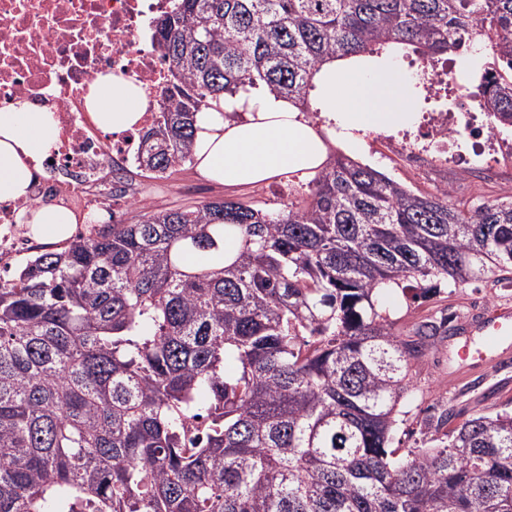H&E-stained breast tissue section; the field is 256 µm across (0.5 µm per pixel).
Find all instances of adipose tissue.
<instances>
[{
    "instance_id": "adipose-tissue-1",
    "label": "adipose tissue",
    "mask_w": 512,
    "mask_h": 512,
    "mask_svg": "<svg viewBox=\"0 0 512 512\" xmlns=\"http://www.w3.org/2000/svg\"><path fill=\"white\" fill-rule=\"evenodd\" d=\"M324 124L306 119L288 99L266 92L221 102L197 113L194 153L204 177L229 184H263L323 166L333 148L353 149L367 132L414 124L402 83L374 62L349 58L325 65L315 77ZM89 115L102 131L134 128L147 106L134 80L101 73L89 86ZM239 111L241 119H225ZM59 129L52 112L27 100L0 110V202L27 200L42 158L56 148ZM19 220L50 244L68 241L78 222L68 208L22 207Z\"/></svg>"
}]
</instances>
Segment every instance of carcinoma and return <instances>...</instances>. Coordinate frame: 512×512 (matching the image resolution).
Here are the masks:
<instances>
[{
    "label": "carcinoma",
    "mask_w": 512,
    "mask_h": 512,
    "mask_svg": "<svg viewBox=\"0 0 512 512\" xmlns=\"http://www.w3.org/2000/svg\"><path fill=\"white\" fill-rule=\"evenodd\" d=\"M152 28L171 84L150 175L194 161L224 95L305 113L320 67L395 44L488 55L473 96L512 128V0H174ZM225 240L230 263H183ZM508 272L512 197L419 194L340 151L280 209L102 224L0 284V512H512V413L391 447L417 350L373 299Z\"/></svg>",
    "instance_id": "carcinoma-1"
}]
</instances>
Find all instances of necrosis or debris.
Wrapping results in <instances>:
<instances>
[{
	"label": "necrosis or debris",
	"instance_id": "necrosis-or-debris-1",
	"mask_svg": "<svg viewBox=\"0 0 512 512\" xmlns=\"http://www.w3.org/2000/svg\"><path fill=\"white\" fill-rule=\"evenodd\" d=\"M173 0H0V108L29 99L54 112L59 143L42 162L28 204L77 207L90 224H119L133 193L123 174L134 166L141 146L137 131L102 134L86 108L88 85L111 71L141 83L149 106L143 126L156 122L169 65L150 27L171 10ZM472 139L462 163L485 154L512 151V142L471 116L465 96L454 113L434 115L421 131L420 145H396L415 167L432 164L429 143L457 149V125Z\"/></svg>",
	"mask_w": 512,
	"mask_h": 512
}]
</instances>
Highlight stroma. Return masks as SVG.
Returning a JSON list of instances; mask_svg holds the SVG:
<instances>
[{"label": "stroma", "mask_w": 512, "mask_h": 512, "mask_svg": "<svg viewBox=\"0 0 512 512\" xmlns=\"http://www.w3.org/2000/svg\"><path fill=\"white\" fill-rule=\"evenodd\" d=\"M416 126L406 131L371 132L354 158L418 193L449 187L454 199L469 201L512 196V155L494 158L482 172L463 169L452 160L439 161L427 170L411 171L402 155L392 152L391 138L415 137ZM299 176L260 185H224L203 178L195 165L178 168L165 179H144L145 194L129 209V222L156 208L197 206L212 201L243 200L260 207L287 200L288 190ZM17 239V251L0 265V282L12 279L28 259L48 251L47 243L33 239L24 224L0 227V237ZM512 307V287L493 281L454 287L442 285L430 300L415 291L390 288L379 311L394 322L405 340L415 341L419 353L411 361L412 396L399 407L398 425L392 441L401 453L441 437L442 414H450L451 425H459L476 414L493 415L512 411V354L496 364L478 366L475 353L482 336L472 319L497 307Z\"/></svg>", "instance_id": "stroma-1"}]
</instances>
